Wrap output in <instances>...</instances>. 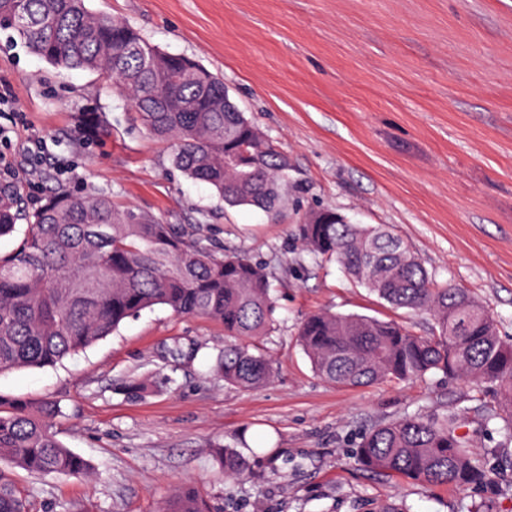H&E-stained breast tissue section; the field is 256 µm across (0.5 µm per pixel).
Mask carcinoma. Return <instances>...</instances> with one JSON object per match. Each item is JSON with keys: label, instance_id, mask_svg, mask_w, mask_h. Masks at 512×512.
<instances>
[{"label": "carcinoma", "instance_id": "1", "mask_svg": "<svg viewBox=\"0 0 512 512\" xmlns=\"http://www.w3.org/2000/svg\"><path fill=\"white\" fill-rule=\"evenodd\" d=\"M36 56L58 69L112 79L146 132L172 145V165L211 186L228 207L276 210L288 193V158L243 112L210 108L224 82L194 60L168 53L124 21L86 0H0V19ZM27 230L0 255V374L53 366L155 306L224 325V350L210 371L224 384L260 389L274 362L256 346L271 334L275 309L269 273L237 252L213 250L177 224L103 193L49 192L32 213L0 201V238L17 221ZM299 236L312 255L339 265L356 283L395 308L429 316L418 335L396 321L318 311L298 329L314 371L342 386L404 382L440 374L489 394L497 412L485 419L512 441V344L501 339L490 307L466 290L434 283L417 253L384 225L353 224L333 208L305 216ZM57 402L0 395V512H27V496L9 471L85 476L89 463L56 438ZM464 414L412 413L370 429L353 459L378 476L420 486L463 489L490 479L473 442L459 432ZM227 479L249 471L228 448L215 450ZM161 512H210L193 486H178Z\"/></svg>", "mask_w": 512, "mask_h": 512}]
</instances>
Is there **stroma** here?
I'll return each mask as SVG.
<instances>
[{
    "instance_id": "stroma-1",
    "label": "stroma",
    "mask_w": 512,
    "mask_h": 512,
    "mask_svg": "<svg viewBox=\"0 0 512 512\" xmlns=\"http://www.w3.org/2000/svg\"><path fill=\"white\" fill-rule=\"evenodd\" d=\"M163 50L193 57L288 157L278 216L224 206L170 163L111 79L58 70L0 27V155L25 211L51 189L102 191L203 244L247 253L272 274L278 308L264 337L277 376L259 390L226 386L208 367L224 328L157 306L53 367L0 375V394L57 400V439L91 467L82 477L15 470L30 512H159L192 484L212 512H371L397 499L409 512H512V443L487 431L495 409L474 385L439 375L340 387L321 379L297 343L302 318L329 310L393 319L418 333L428 316L394 308L313 258L298 238L309 212L332 207L356 224H385L440 284L487 303L512 341V0H88ZM47 145L30 169L31 137ZM198 346L194 358L177 348ZM155 385L130 393L132 379ZM464 411L476 461L493 485L421 488L355 465L365 430L422 411ZM268 439L254 455L243 435ZM230 448L252 473L226 480L212 455Z\"/></svg>"
}]
</instances>
